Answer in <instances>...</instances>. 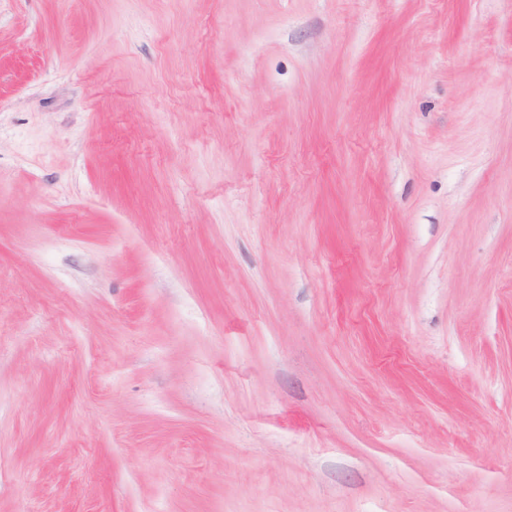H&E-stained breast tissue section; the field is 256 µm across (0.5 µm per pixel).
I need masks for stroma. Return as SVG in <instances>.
<instances>
[{"label": "stroma", "mask_w": 512, "mask_h": 512, "mask_svg": "<svg viewBox=\"0 0 512 512\" xmlns=\"http://www.w3.org/2000/svg\"><path fill=\"white\" fill-rule=\"evenodd\" d=\"M0 512H512V0H0Z\"/></svg>", "instance_id": "1"}]
</instances>
